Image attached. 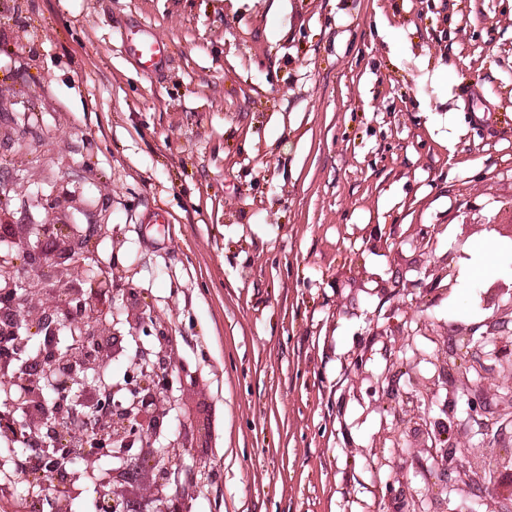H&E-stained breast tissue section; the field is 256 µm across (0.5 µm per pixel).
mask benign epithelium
I'll return each mask as SVG.
<instances>
[{
  "label": "benign epithelium",
  "instance_id": "benign-epithelium-1",
  "mask_svg": "<svg viewBox=\"0 0 512 512\" xmlns=\"http://www.w3.org/2000/svg\"><path fill=\"white\" fill-rule=\"evenodd\" d=\"M17 260L0 269V376L7 379L6 409L0 411V428L23 442L22 472L30 485L49 480L53 512H71L81 473L68 466L82 443V458L92 463L110 456L104 481L96 488L99 512H188L185 495L170 491L171 468L161 458L182 445L189 424L176 439L164 435L176 402L178 385L186 380V367L176 361V336L167 323L147 311L134 290L112 289L110 280L94 267L96 234L78 239L70 224H24L14 228ZM454 252L425 267L423 278L438 281L454 272ZM121 300L131 315L123 321L108 318L110 306ZM135 339L126 381L112 382L108 369L124 353L117 324ZM512 323V297L493 308L484 320L486 331L474 339L475 329L460 326L457 335L466 356L455 359L448 376L451 399H465L469 418L487 413L482 395L474 390V368L484 387L497 400L496 421L512 423V355L500 343L499 333ZM80 335L78 351L65 345L62 336ZM497 350L486 363L474 352L487 343ZM385 369L367 368L360 355L351 378L368 379L370 393L393 396L417 406L432 394L436 379L410 378L411 391L389 387L390 368L396 356L384 354ZM426 441L437 450L448 489L467 490L478 475L463 464L462 456L486 451L485 442L471 444L465 436H449L425 422ZM148 476L147 492L129 498L124 487Z\"/></svg>",
  "mask_w": 512,
  "mask_h": 512
}]
</instances>
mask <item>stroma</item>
Instances as JSON below:
<instances>
[{
    "mask_svg": "<svg viewBox=\"0 0 512 512\" xmlns=\"http://www.w3.org/2000/svg\"><path fill=\"white\" fill-rule=\"evenodd\" d=\"M509 202L512 0H0V221L105 225L113 287L197 373L171 416L191 512H475L427 449H373L394 402L346 358L384 369L389 324L399 388L433 375L512 281ZM451 250L455 288L418 283ZM392 268L410 288L376 283ZM126 44L129 54L146 70L157 71L166 62V43L144 27L130 30L126 35Z\"/></svg>",
    "mask_w": 512,
    "mask_h": 512,
    "instance_id": "obj_1",
    "label": "stroma"
}]
</instances>
